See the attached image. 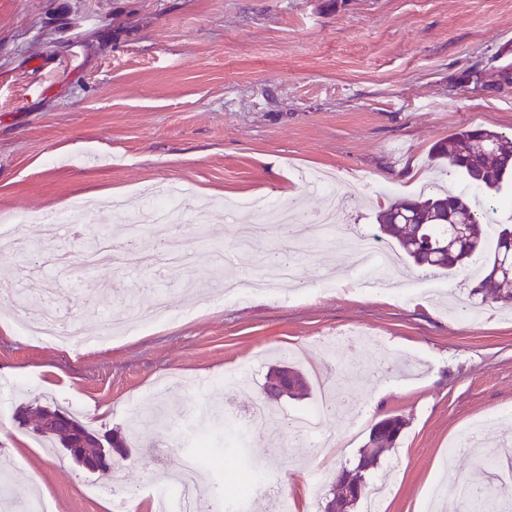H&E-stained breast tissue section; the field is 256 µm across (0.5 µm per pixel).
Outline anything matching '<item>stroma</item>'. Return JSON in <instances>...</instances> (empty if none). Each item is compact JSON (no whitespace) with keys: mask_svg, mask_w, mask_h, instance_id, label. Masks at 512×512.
<instances>
[{"mask_svg":"<svg viewBox=\"0 0 512 512\" xmlns=\"http://www.w3.org/2000/svg\"><path fill=\"white\" fill-rule=\"evenodd\" d=\"M504 34L512 0H0V215L13 218L0 222V276L30 270L17 303L0 302V320L50 305L94 337L154 289L173 314L149 332L69 348L0 330V482L12 512H24L32 487L49 491L53 512H151L156 449L175 471L200 443L241 431L245 443L208 470L225 500H238L258 467L292 512H311L308 480L353 466L388 415L407 425L366 475L392 487L381 512H466L454 492L474 476L459 449L466 429L491 414L488 447L512 440V311L471 319L466 273L401 263L386 278L417 279L413 299L359 291L333 243L262 242L290 251L298 271L268 292L228 303L224 279L254 272L236 259L239 225L258 218L243 201L322 211L307 172L338 176L340 234L376 233L388 185L400 198L424 187L469 194L431 149L465 126L512 136V86H496L512 70ZM475 70L481 84L463 81ZM162 183L198 213L168 227L193 256L190 274L76 278L34 261L58 247L81 263L90 231L147 213V191ZM55 212L67 221L50 242L40 218ZM216 244L229 257L221 267L210 260ZM325 277L334 288L318 292ZM294 348L314 385L307 398H282L278 414L318 407L320 374L337 398L319 440L285 433L273 443L243 421ZM46 399L95 418L97 431L124 432L117 481L17 427L19 405ZM164 413L185 422L178 448L153 426Z\"/></svg>","mask_w":512,"mask_h":512,"instance_id":"35a3bbf8","label":"stroma"}]
</instances>
